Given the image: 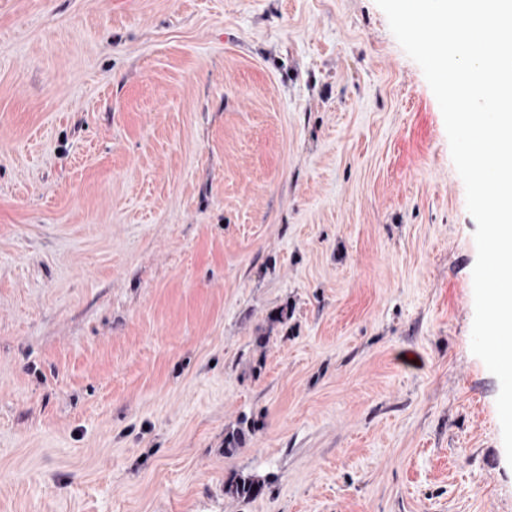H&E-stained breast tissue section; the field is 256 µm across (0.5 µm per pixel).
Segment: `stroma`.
<instances>
[{"label":"stroma","mask_w":512,"mask_h":512,"mask_svg":"<svg viewBox=\"0 0 512 512\" xmlns=\"http://www.w3.org/2000/svg\"><path fill=\"white\" fill-rule=\"evenodd\" d=\"M475 229L375 0H0V512H512Z\"/></svg>","instance_id":"1"}]
</instances>
